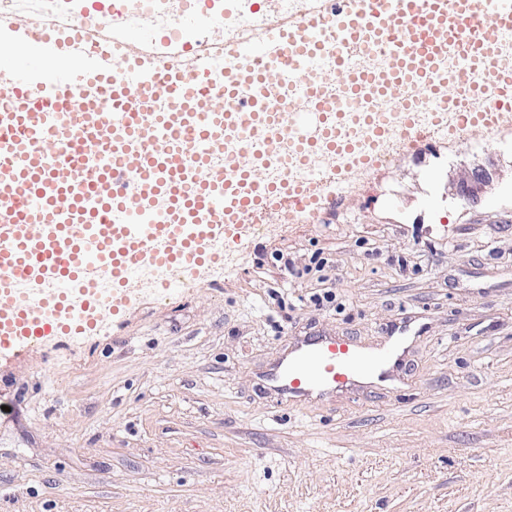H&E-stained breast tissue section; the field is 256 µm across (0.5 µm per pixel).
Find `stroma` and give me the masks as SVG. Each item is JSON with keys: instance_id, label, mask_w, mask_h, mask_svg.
<instances>
[{"instance_id": "stroma-1", "label": "stroma", "mask_w": 512, "mask_h": 512, "mask_svg": "<svg viewBox=\"0 0 512 512\" xmlns=\"http://www.w3.org/2000/svg\"><path fill=\"white\" fill-rule=\"evenodd\" d=\"M491 164L478 204L448 185ZM0 352V512H512V129L433 141L220 264ZM401 388L292 406L298 338L386 341Z\"/></svg>"}]
</instances>
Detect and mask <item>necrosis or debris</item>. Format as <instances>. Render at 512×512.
<instances>
[{"label": "necrosis or debris", "instance_id": "obj_1", "mask_svg": "<svg viewBox=\"0 0 512 512\" xmlns=\"http://www.w3.org/2000/svg\"><path fill=\"white\" fill-rule=\"evenodd\" d=\"M312 5L313 0H268L259 10L227 9L216 0H127L123 13L115 16L102 6L78 9L76 0H0V22L63 29L78 18L92 43L111 40L119 30L150 28L165 46H190V64L219 78L224 74L225 43L262 39L272 28L287 27Z\"/></svg>", "mask_w": 512, "mask_h": 512}]
</instances>
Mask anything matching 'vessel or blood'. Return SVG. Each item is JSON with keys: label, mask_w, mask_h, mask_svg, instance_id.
<instances>
[{"label": "vessel or blood", "mask_w": 512, "mask_h": 512, "mask_svg": "<svg viewBox=\"0 0 512 512\" xmlns=\"http://www.w3.org/2000/svg\"><path fill=\"white\" fill-rule=\"evenodd\" d=\"M325 0L258 41L224 47V106L210 103L212 76L184 63L157 36L122 33L113 67L104 46L85 43L80 22L32 35L53 61L43 76L0 51V349L79 332L96 319L93 273L123 283L143 262L186 272L220 260L247 215L277 214L283 201L303 213L321 204L306 184L265 177L287 142L297 166L317 155L342 164L340 185L371 162L356 127L388 132L368 108L375 95L423 89L451 102L461 132L494 134L512 112V65L498 57L512 34V0ZM332 54V67L313 68ZM378 53L386 71L352 73L353 54ZM457 74L458 84L448 82ZM97 88L110 112L92 110L59 157L49 142L72 107L77 83ZM238 150L211 168L224 141ZM164 248H156V241ZM398 346L366 348L317 336L297 344L265 377L286 402H322L377 376L386 381Z\"/></svg>", "instance_id": "1"}]
</instances>
